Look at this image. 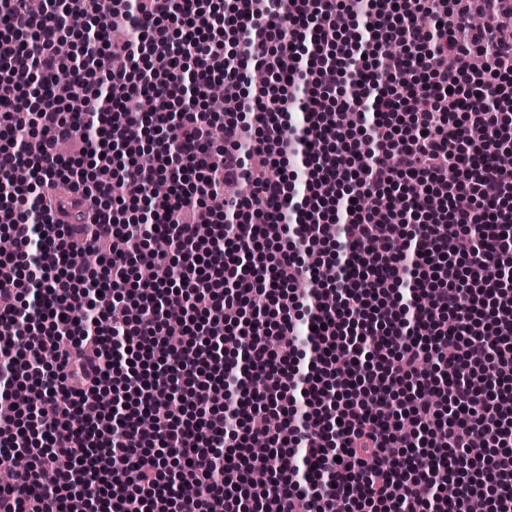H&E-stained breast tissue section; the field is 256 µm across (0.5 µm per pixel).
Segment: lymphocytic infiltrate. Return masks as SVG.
Wrapping results in <instances>:
<instances>
[{"label": "lymphocytic infiltrate", "mask_w": 512, "mask_h": 512, "mask_svg": "<svg viewBox=\"0 0 512 512\" xmlns=\"http://www.w3.org/2000/svg\"><path fill=\"white\" fill-rule=\"evenodd\" d=\"M104 8L142 39L90 29L86 63L58 55L72 14ZM252 68L272 86L249 87ZM63 71L82 112L55 95ZM215 83L245 89L221 119L203 105ZM63 141L104 166L113 145L127 157L118 196L76 166L62 178L84 224L55 218ZM510 142L512 0H45L38 17L0 0V228L18 245L0 270L41 287L0 311V512H334L355 494L365 512H467L480 476L491 512H512V414L494 408L512 383ZM21 165L33 188L13 183ZM159 179L173 189L156 198ZM411 182L408 210L359 204ZM228 184L242 192L215 215ZM160 232L170 249L146 250ZM257 284L275 311L250 323L243 370L214 343ZM173 291L192 313L175 325ZM175 382L181 411L142 430ZM35 384L37 409L21 395ZM256 443L270 455L239 454ZM61 458L70 471L42 485ZM172 467L196 497L168 485ZM256 468L268 484L249 483Z\"/></svg>", "instance_id": "lymphocytic-infiltrate-1"}]
</instances>
